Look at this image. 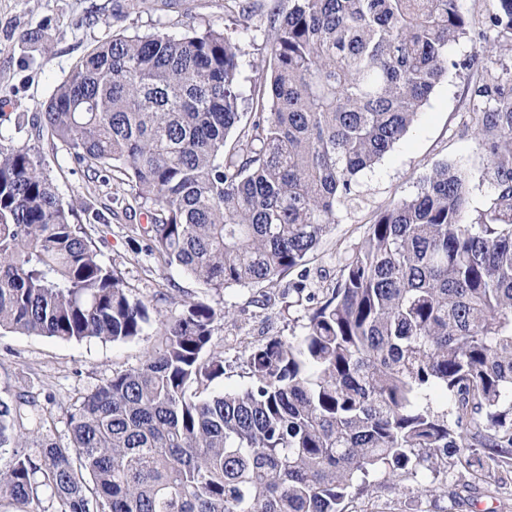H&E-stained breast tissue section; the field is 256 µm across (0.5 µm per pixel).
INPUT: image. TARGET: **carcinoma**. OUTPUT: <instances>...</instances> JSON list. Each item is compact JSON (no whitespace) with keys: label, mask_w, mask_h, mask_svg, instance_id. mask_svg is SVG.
<instances>
[{"label":"carcinoma","mask_w":512,"mask_h":512,"mask_svg":"<svg viewBox=\"0 0 512 512\" xmlns=\"http://www.w3.org/2000/svg\"><path fill=\"white\" fill-rule=\"evenodd\" d=\"M272 2L265 92L242 90L243 24L117 33L15 125L123 175L154 204L131 232L208 291L301 265L451 69L474 82L487 204L472 212L467 174L436 165L378 213L302 335L244 350L242 389L210 390L220 313L198 298L158 320L139 365L79 397L65 437L51 397L0 398V512H345L371 474L448 457L512 479V80L492 73L512 0L478 31L459 0ZM463 38L479 47L455 59ZM150 325L43 161L0 144V327L118 342Z\"/></svg>","instance_id":"cac0c4a2"}]
</instances>
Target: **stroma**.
<instances>
[{"instance_id": "obj_1", "label": "stroma", "mask_w": 512, "mask_h": 512, "mask_svg": "<svg viewBox=\"0 0 512 512\" xmlns=\"http://www.w3.org/2000/svg\"><path fill=\"white\" fill-rule=\"evenodd\" d=\"M250 3L240 55L242 76L251 86L260 81L251 65L265 58L271 35L265 22L269 0ZM237 18L229 0H169L160 10L152 0H0V144L26 146L43 159L46 174L73 211L72 223L86 227L103 262L121 272L138 297L156 303L169 316L200 296L225 311L213 337L228 363L223 378L213 384L217 392L247 384L235 365L245 347L303 332L310 312L335 286L345 258L376 212L414 195L420 178L435 165L449 162L467 173L472 208H482L492 192L489 161L473 133L469 83L464 73L452 71L435 88L408 135L359 176L360 207L340 210L337 223L305 263L275 285L207 292L177 268L150 261L145 240L132 237L129 227L145 223L151 203L126 209L130 184L95 177L50 135L17 130L15 115L43 112L57 86L112 33L182 34L220 29ZM154 341L150 328L125 342L63 341L0 328V396L10 397L25 386L49 395L56 433L65 435V413L77 398L113 372L137 366ZM372 482L371 495L346 500L347 512H512V482L492 476L475 484L451 463L396 478L380 472Z\"/></svg>"}]
</instances>
